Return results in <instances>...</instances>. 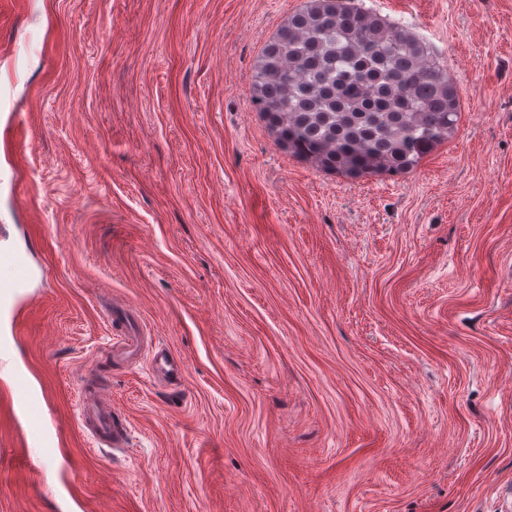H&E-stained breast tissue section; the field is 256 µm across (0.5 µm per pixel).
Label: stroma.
<instances>
[{"mask_svg":"<svg viewBox=\"0 0 512 512\" xmlns=\"http://www.w3.org/2000/svg\"><path fill=\"white\" fill-rule=\"evenodd\" d=\"M0 23V245L33 243L13 340L59 422L0 417V512H512V0H354L447 69L413 170L293 156L252 104L305 0H24ZM183 363L107 361V308ZM130 432L74 422L79 381ZM151 372L153 376L164 375L174 385L178 384L182 378V363L180 359L174 357L169 351L165 349L159 350L151 364ZM105 379L98 373L83 376L79 394L77 426L93 446L107 452L128 447V431L112 411V403L104 396Z\"/></svg>","mask_w":512,"mask_h":512,"instance_id":"obj_1","label":"stroma"}]
</instances>
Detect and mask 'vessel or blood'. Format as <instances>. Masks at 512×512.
<instances>
[{
	"mask_svg": "<svg viewBox=\"0 0 512 512\" xmlns=\"http://www.w3.org/2000/svg\"><path fill=\"white\" fill-rule=\"evenodd\" d=\"M34 271L27 252L12 248L0 249V326L16 332L22 313L34 297ZM143 339L137 333L124 331L109 344L111 354L125 361L139 359ZM151 372L180 382L182 363L167 350H159L151 364ZM0 373L13 379L8 392L11 409L23 412L27 427L21 446L25 452L50 459L56 448L49 436L47 419L41 398L31 390L23 378L15 374V362L9 342L0 343ZM104 379L100 374L86 373L81 381L77 426L93 446L114 450L128 445V431L117 422L111 402L103 393Z\"/></svg>",
	"mask_w": 512,
	"mask_h": 512,
	"instance_id": "obj_1",
	"label": "vessel or blood"
}]
</instances>
